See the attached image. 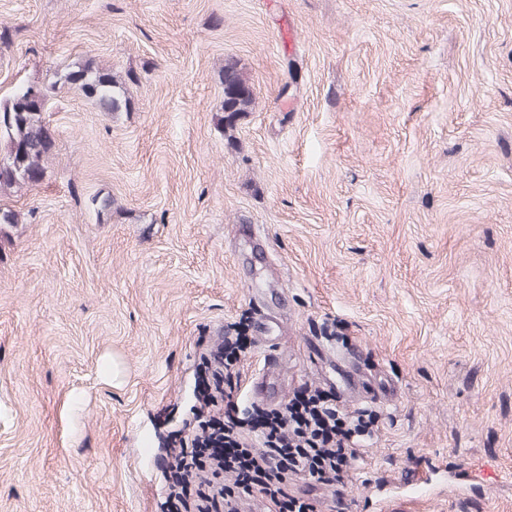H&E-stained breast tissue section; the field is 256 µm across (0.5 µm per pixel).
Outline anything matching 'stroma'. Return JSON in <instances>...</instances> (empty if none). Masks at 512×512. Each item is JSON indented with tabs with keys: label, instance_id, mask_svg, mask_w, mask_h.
I'll return each mask as SVG.
<instances>
[{
	"label": "stroma",
	"instance_id": "35a3bbf8",
	"mask_svg": "<svg viewBox=\"0 0 512 512\" xmlns=\"http://www.w3.org/2000/svg\"><path fill=\"white\" fill-rule=\"evenodd\" d=\"M1 27V100L135 79L117 112L60 88L43 179L0 194V512H160L242 318L289 388L359 350L350 512H512V0H0ZM224 112L228 117L253 110L256 98L250 79L234 64L224 65ZM60 81L61 85H75L86 98L106 112H117L122 105L126 106L124 92L121 90L124 83L109 68L87 65L67 72Z\"/></svg>",
	"mask_w": 512,
	"mask_h": 512
}]
</instances>
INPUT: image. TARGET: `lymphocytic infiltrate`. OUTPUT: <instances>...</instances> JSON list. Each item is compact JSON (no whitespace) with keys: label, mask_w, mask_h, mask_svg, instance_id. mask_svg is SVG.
<instances>
[{"label":"lymphocytic infiltrate","mask_w":512,"mask_h":512,"mask_svg":"<svg viewBox=\"0 0 512 512\" xmlns=\"http://www.w3.org/2000/svg\"><path fill=\"white\" fill-rule=\"evenodd\" d=\"M247 320L230 325L205 355L198 379V428L176 439L164 468V512H315V489L346 512L345 491L360 447L380 415L336 411L335 393L301 382L279 408L244 403L235 365L255 342Z\"/></svg>","instance_id":"1"}]
</instances>
